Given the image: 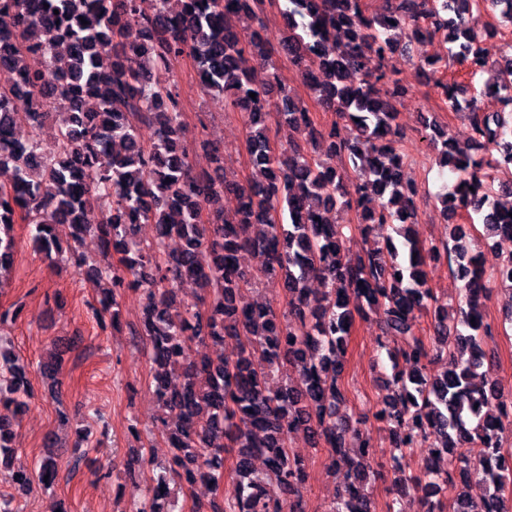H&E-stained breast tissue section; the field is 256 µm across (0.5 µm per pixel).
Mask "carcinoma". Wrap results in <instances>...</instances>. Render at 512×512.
Instances as JSON below:
<instances>
[{
  "instance_id": "cac0c4a2",
  "label": "carcinoma",
  "mask_w": 512,
  "mask_h": 512,
  "mask_svg": "<svg viewBox=\"0 0 512 512\" xmlns=\"http://www.w3.org/2000/svg\"><path fill=\"white\" fill-rule=\"evenodd\" d=\"M264 0H0V167L13 182L0 187V230L16 219L31 224L40 255L64 262L79 274L106 279L96 315L120 324V301L142 291V336L154 365V392L164 412L168 463L145 448L131 451L129 471L161 470L146 484L143 499L128 512H183L167 474L188 485H209L214 498L191 512H305V463L290 450L302 430L320 440L340 475L330 512H376L370 486L373 445L340 414L345 402L343 355L355 317L383 315L382 336L402 338L395 350L385 341L394 375L375 417L391 436L394 478L388 512L398 496L422 493L427 512H512V469L502 465L503 424L497 413L512 393L479 370L488 360L483 303L494 286L512 289V253L491 269L469 247L473 214L491 237L512 242V207L490 199L491 184L512 196V179L496 180L501 163L512 164V122L487 112L468 86L438 77L459 62L474 78L489 67L482 36L466 16L497 10L512 24V0H387L369 15L363 0H270L288 35L269 40L257 6ZM415 40L438 35L448 57L423 71L440 89L448 111L466 114L471 145L461 147L435 131L437 162L456 176L454 193L440 196L443 218L466 212L468 221L448 225L452 244L428 247L415 240L418 187L404 179L403 132L394 101L404 88L387 70L397 34ZM42 51L37 68L28 51ZM193 58L200 88L224 96L240 114L259 177L243 186L224 175V144L204 141L211 166L197 169L181 141L183 112L173 80L163 76L178 58ZM285 56L300 72L314 100L336 114L315 128L308 106L282 85L273 58ZM272 72L260 79L252 61ZM493 94L512 108V58ZM255 97H250V94ZM317 133L313 153L292 141L276 149L272 126ZM153 130L147 144L140 128ZM498 147L504 161L477 156L471 147ZM233 194V213L211 208ZM105 211L98 224L84 220L88 204ZM342 205L358 214L364 236L389 226L392 234L352 261L343 226L324 213ZM151 224L153 241L137 239ZM120 254L116 266L90 264L87 238ZM16 242L0 236V272L8 269ZM263 259V277L288 293V311L249 300L248 255ZM455 263L465 306L448 323V306L428 284L427 262ZM319 279L324 290L308 288ZM187 283L203 291L195 304L177 301ZM431 315L433 336L413 331L417 312ZM238 348L213 358L202 349ZM443 371H428L431 352ZM406 363L411 371L399 369ZM62 358L44 362L40 373L58 394ZM0 463L15 448L13 427L27 408L28 383L18 358L0 347ZM425 449L420 471L405 475V460ZM58 454L37 462L39 479L52 482ZM231 459L230 487L224 461ZM479 483L476 500L467 486Z\"/></svg>"
}]
</instances>
